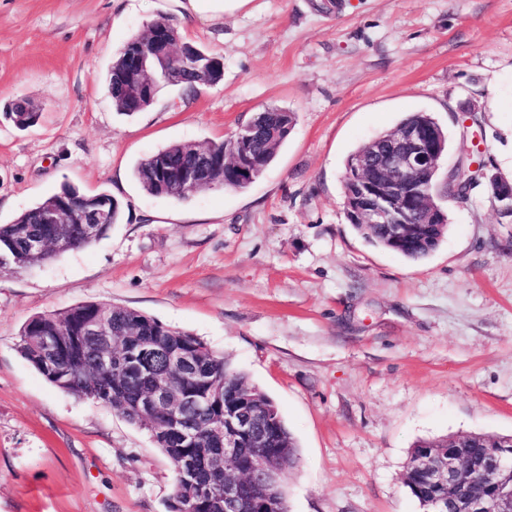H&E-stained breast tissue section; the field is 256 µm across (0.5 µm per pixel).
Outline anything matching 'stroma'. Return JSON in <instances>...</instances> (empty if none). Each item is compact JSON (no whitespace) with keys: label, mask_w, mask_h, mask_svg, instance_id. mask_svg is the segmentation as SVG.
I'll return each mask as SVG.
<instances>
[{"label":"stroma","mask_w":512,"mask_h":512,"mask_svg":"<svg viewBox=\"0 0 512 512\" xmlns=\"http://www.w3.org/2000/svg\"><path fill=\"white\" fill-rule=\"evenodd\" d=\"M224 77L116 112V52L159 17ZM21 98L35 125L6 114ZM268 105L296 125L248 189L146 193L138 161L218 142ZM446 130L450 170L512 180V0H0V224L69 184L122 205L97 242L0 273V512H169L173 469L146 429L49 383L19 353L32 316L96 302L192 333L277 406L297 443L288 512H421L416 442L512 435V217L487 180L447 202L421 261L361 238L349 155L406 115ZM185 11L191 18L194 16L209 15L210 17H224L244 7L249 0H186Z\"/></svg>","instance_id":"obj_1"}]
</instances>
